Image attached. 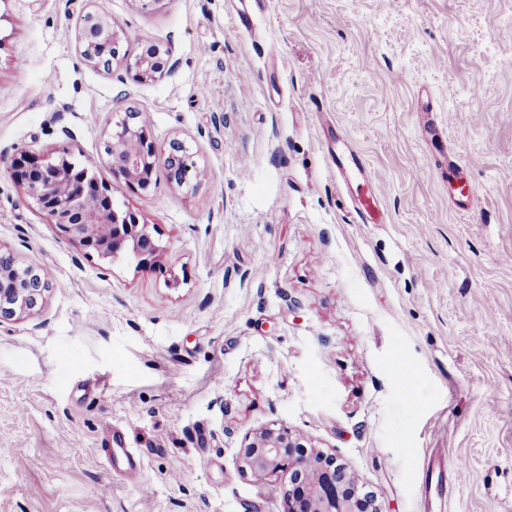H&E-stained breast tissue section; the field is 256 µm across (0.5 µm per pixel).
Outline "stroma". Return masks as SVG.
Here are the masks:
<instances>
[{"instance_id":"obj_1","label":"stroma","mask_w":512,"mask_h":512,"mask_svg":"<svg viewBox=\"0 0 512 512\" xmlns=\"http://www.w3.org/2000/svg\"><path fill=\"white\" fill-rule=\"evenodd\" d=\"M90 5L173 68L84 63ZM130 105L204 171H96L159 271L86 251L7 171L61 145L85 163ZM340 149L386 223H357ZM0 244L51 284L0 323V512H289L287 472L237 470L269 426L387 512H512V0H0ZM435 457L469 467L432 501ZM351 159L356 168L360 182L356 186V192L351 191L350 183L346 177V169L341 161L336 159V175L341 177L345 188L349 193L354 211L360 224H382L385 222V213L381 207L376 192L378 176L374 168L351 152ZM112 448L108 453V459L113 467L120 469L129 481H135L141 474L144 460L140 454L132 448H126L119 435L112 433Z\"/></svg>"}]
</instances>
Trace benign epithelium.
<instances>
[{
    "instance_id": "1",
    "label": "benign epithelium",
    "mask_w": 512,
    "mask_h": 512,
    "mask_svg": "<svg viewBox=\"0 0 512 512\" xmlns=\"http://www.w3.org/2000/svg\"><path fill=\"white\" fill-rule=\"evenodd\" d=\"M127 32L116 22L89 11L79 24L77 43L81 58L110 74L116 64L139 81L153 80L164 71L171 48L151 45L131 57L123 51ZM65 152L38 157L25 155L15 163L25 194L63 232L86 250L102 258H117L129 252L139 262H155L162 248L140 223L138 214L115 206L112 189L87 168L66 167ZM106 163L128 182L146 190L152 169L164 168L168 182L176 187L191 184L199 171L194 153L174 137L162 146L151 139L142 113L133 107L112 124L104 154L94 165ZM50 281L46 273L17 267L13 253L0 245V322L31 313L42 306ZM323 451L304 448L303 438L286 428L266 427L248 438L239 451L238 470L265 480L285 469L293 477L309 479L308 495L291 500V512H384L374 494H366L348 467L328 465Z\"/></svg>"
}]
</instances>
